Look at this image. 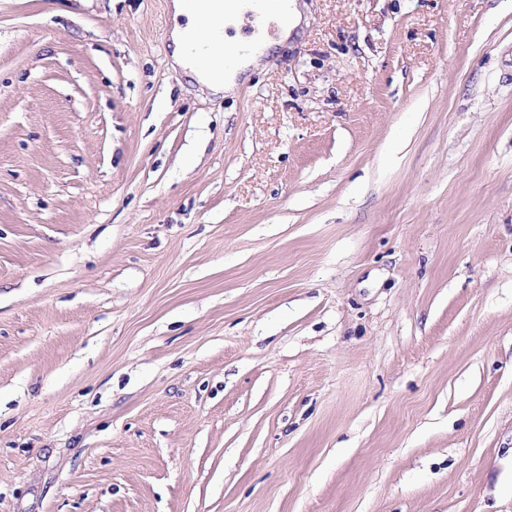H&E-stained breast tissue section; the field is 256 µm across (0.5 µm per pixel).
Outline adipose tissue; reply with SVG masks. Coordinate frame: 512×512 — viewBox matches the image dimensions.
<instances>
[{"instance_id":"ef3b65f1","label":"adipose tissue","mask_w":512,"mask_h":512,"mask_svg":"<svg viewBox=\"0 0 512 512\" xmlns=\"http://www.w3.org/2000/svg\"><path fill=\"white\" fill-rule=\"evenodd\" d=\"M172 6L175 16L182 19L181 24L175 25L172 31L174 65L195 74L198 81L213 92H231L234 84L225 79V70L236 73L245 65L257 62L255 50L249 49L227 69L219 65L214 53L215 47L224 39L225 25L237 23L240 5H233L226 15L225 25L216 27L200 24L197 0H173Z\"/></svg>"}]
</instances>
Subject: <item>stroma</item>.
<instances>
[{
    "label": "stroma",
    "instance_id": "stroma-1",
    "mask_svg": "<svg viewBox=\"0 0 512 512\" xmlns=\"http://www.w3.org/2000/svg\"><path fill=\"white\" fill-rule=\"evenodd\" d=\"M298 2L0 0V512H512V0ZM217 0H199L200 18L205 26H216L222 20L221 13L212 8V2ZM198 2L196 0H173L175 20L177 17L186 19L184 25L176 22L172 31L174 65L189 70L198 81L214 93H230L234 88L231 80L224 81V72H239L248 65H257L256 51L252 46L244 47L245 53L241 55L228 69L224 65L229 63L237 54L241 53V46L229 42H237L242 38L229 39L218 48L221 57L214 54V48L224 41V25L204 27L199 22ZM222 58L223 65L218 64ZM246 61V62H245ZM251 10L247 11V19H262L268 22L266 26V35L274 36L280 26V37L277 40H262L263 48L266 52L274 45H282L289 37L291 32L301 23V12L295 3L287 2V10L283 20L279 23L275 16V5L285 0H249Z\"/></svg>",
    "mask_w": 512,
    "mask_h": 512
}]
</instances>
